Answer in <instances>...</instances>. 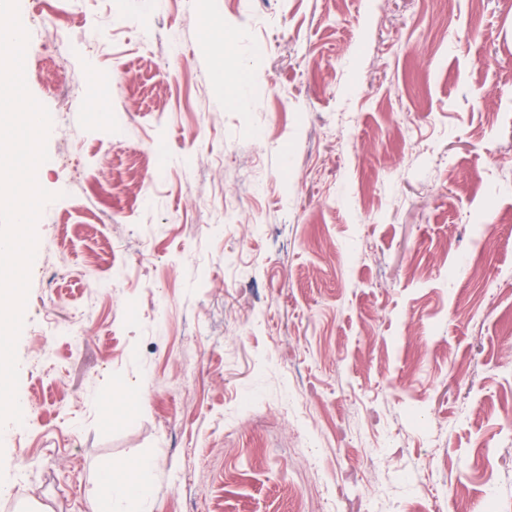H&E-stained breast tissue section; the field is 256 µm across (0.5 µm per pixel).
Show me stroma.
I'll return each mask as SVG.
<instances>
[{"label": "stroma", "instance_id": "35a3bbf8", "mask_svg": "<svg viewBox=\"0 0 512 512\" xmlns=\"http://www.w3.org/2000/svg\"><path fill=\"white\" fill-rule=\"evenodd\" d=\"M19 11L58 198L0 512L144 457L152 512H512V0Z\"/></svg>", "mask_w": 512, "mask_h": 512}]
</instances>
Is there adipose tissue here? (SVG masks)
Listing matches in <instances>:
<instances>
[{"label":"adipose tissue","instance_id":"ef3b65f1","mask_svg":"<svg viewBox=\"0 0 512 512\" xmlns=\"http://www.w3.org/2000/svg\"><path fill=\"white\" fill-rule=\"evenodd\" d=\"M153 468V460L143 458L130 473L103 472L95 488L96 501L103 504L105 512H128L129 504L149 502L152 498L151 488L143 476Z\"/></svg>","mask_w":512,"mask_h":512}]
</instances>
